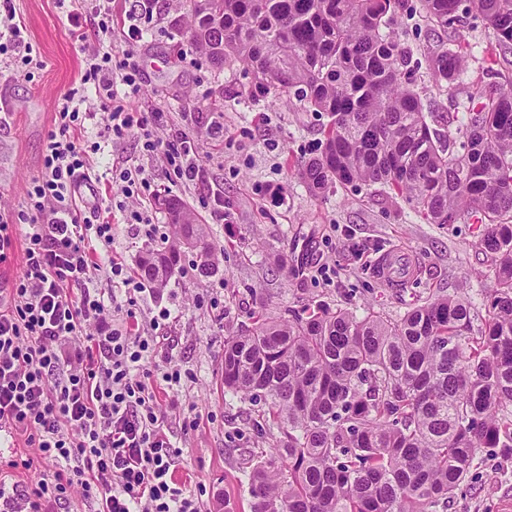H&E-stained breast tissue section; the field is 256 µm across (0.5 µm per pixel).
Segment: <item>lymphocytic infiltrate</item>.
<instances>
[{
  "instance_id": "f902f5d3",
  "label": "lymphocytic infiltrate",
  "mask_w": 512,
  "mask_h": 512,
  "mask_svg": "<svg viewBox=\"0 0 512 512\" xmlns=\"http://www.w3.org/2000/svg\"><path fill=\"white\" fill-rule=\"evenodd\" d=\"M153 3L139 0L127 14L125 59L116 64L109 52L93 53L81 91L63 98L41 175L18 215L26 227L25 265L0 305V420L24 431L36 458L56 471L53 483L25 492L10 474L0 475V512H54V501L76 483L95 497L97 512H202L201 499L172 479L179 451L162 435V405L141 377L161 339L131 335L114 316L118 293H141L145 284L118 259H91L89 241L110 246L112 226L82 221L76 208L92 180L90 157L101 149L76 138L89 91L110 110L108 139L139 133L175 179L204 177L192 136L155 138L152 115L125 111L117 97L119 87L138 90L134 49L149 30ZM99 271L111 292L93 286Z\"/></svg>"
}]
</instances>
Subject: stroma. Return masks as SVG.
<instances>
[{"mask_svg": "<svg viewBox=\"0 0 512 512\" xmlns=\"http://www.w3.org/2000/svg\"><path fill=\"white\" fill-rule=\"evenodd\" d=\"M409 4L398 30L419 59L437 36L422 17L420 0ZM13 5L32 54L43 65L19 67L9 55L0 56V94L18 114L0 121V214L6 215L21 210L30 182L40 174L57 104L79 87L89 50L101 45L113 59H122L123 22L135 0H114L112 35L103 41L90 24L84 40L73 35L67 14L80 9L81 0L63 5L13 0ZM156 10L153 34L138 50L139 90L122 103L130 112L154 113L159 136L196 137L204 179H171L162 156L145 151L138 133L104 138L109 114L90 100L82 106L84 136L101 144L93 157L99 180L78 207L91 218L98 200L111 205V252L131 266L145 249L166 246L171 228L151 197L141 203L145 223L131 220L127 199L111 185L115 170L144 169L154 193L178 195L207 225L217 272L204 277L186 268L165 288L122 302L119 318L136 334L149 330L161 309L170 310L162 329L168 340L143 370L165 411L163 431L180 450L175 479L187 493L201 497L204 512L229 507L250 512L243 472L253 457L269 450L271 439L256 432L250 402L225 395L222 359L225 336L251 326L254 296H261L275 316L323 304L359 315L374 308L396 317L438 294L465 297L481 314L495 288L494 274L476 247L477 229L469 220L423 223L411 205L377 185H338L324 196L312 195L294 169L300 159L319 154L327 115L285 97L253 94L252 77L241 64L213 67L185 32L190 0H156ZM458 32L466 56L458 86L440 92L426 68L414 75L422 97L447 113L452 134L469 104V89L512 87V53H501L492 29L471 19ZM272 185L281 190L275 200L266 193ZM215 191L224 196L227 222L217 221L201 203ZM392 247L412 268L407 282L395 286L381 280L375 265ZM282 250L299 274L279 270L273 254ZM171 361L187 373L176 389L162 379ZM192 418L199 422L197 429H185ZM448 512H512V457L480 449Z\"/></svg>", "mask_w": 512, "mask_h": 512, "instance_id": "1", "label": "stroma"}]
</instances>
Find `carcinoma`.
I'll list each match as a JSON object with an SVG mask.
<instances>
[{
    "instance_id": "cac0c4a2",
    "label": "carcinoma",
    "mask_w": 512,
    "mask_h": 512,
    "mask_svg": "<svg viewBox=\"0 0 512 512\" xmlns=\"http://www.w3.org/2000/svg\"><path fill=\"white\" fill-rule=\"evenodd\" d=\"M188 35L218 69L326 114L320 155L296 175L314 196L380 184L429 224L464 216L495 260L496 289L473 329L470 302L436 296L397 318L319 306L224 338V391L262 402L257 430L279 436L246 474L251 512H442L477 451L512 453V90L468 92L462 141L414 88L393 25L405 0H191ZM430 27L456 32L476 11L512 52V0H421ZM453 40L424 56L437 89L465 66ZM170 243L139 274L163 288L190 254L215 270L207 226L171 194L155 201Z\"/></svg>"
}]
</instances>
